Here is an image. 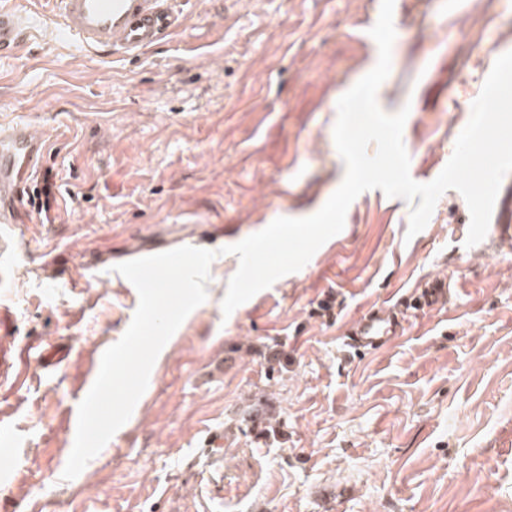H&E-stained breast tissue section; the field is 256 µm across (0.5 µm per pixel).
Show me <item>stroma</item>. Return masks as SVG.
Listing matches in <instances>:
<instances>
[{"mask_svg":"<svg viewBox=\"0 0 512 512\" xmlns=\"http://www.w3.org/2000/svg\"><path fill=\"white\" fill-rule=\"evenodd\" d=\"M11 1L30 27L0 57V122L45 134L34 182L51 175L53 198L0 224V326L28 376L0 387L17 441L0 512H512V240L466 246L453 189L412 237L408 202L360 194L301 270L228 316L232 268H212L130 419L63 479L88 370L139 304L116 265L316 213L345 176L337 101L377 62L381 0H181L178 34L131 61L66 42L57 0ZM393 21L377 102L416 104L403 143L427 183L512 51V0H395ZM433 275L446 307L385 348L343 345Z\"/></svg>","mask_w":512,"mask_h":512,"instance_id":"stroma-1","label":"stroma"}]
</instances>
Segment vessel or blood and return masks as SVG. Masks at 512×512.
<instances>
[{
	"label": "vessel or blood",
	"instance_id": "obj_1",
	"mask_svg": "<svg viewBox=\"0 0 512 512\" xmlns=\"http://www.w3.org/2000/svg\"><path fill=\"white\" fill-rule=\"evenodd\" d=\"M177 0H60L66 35L86 52L130 60L171 37L182 24ZM27 28L23 12L0 5V55L15 53ZM46 143L24 122L0 123V224H19L30 198L29 178L41 164ZM487 239L512 238V187L501 186L492 212ZM448 293L446 278L435 276L421 288L397 297L393 312L368 309L346 330L344 342L356 354H365L401 336L406 317L441 306ZM27 382L0 346V383L21 388ZM15 473L12 438L0 428V482Z\"/></svg>",
	"mask_w": 512,
	"mask_h": 512
}]
</instances>
